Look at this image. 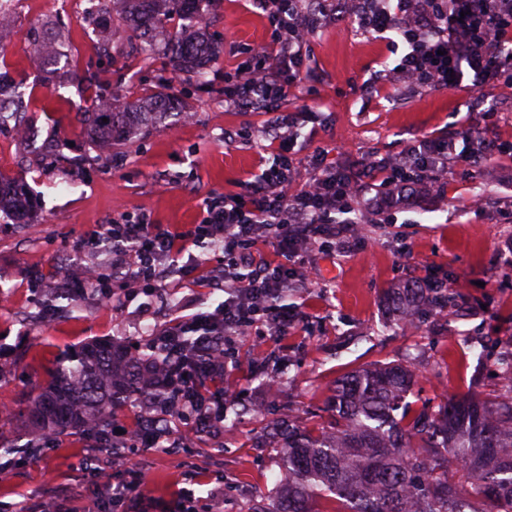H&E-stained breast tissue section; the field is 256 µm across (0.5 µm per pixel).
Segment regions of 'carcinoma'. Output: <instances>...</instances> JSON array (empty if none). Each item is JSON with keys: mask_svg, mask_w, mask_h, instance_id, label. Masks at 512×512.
Segmentation results:
<instances>
[{"mask_svg": "<svg viewBox=\"0 0 512 512\" xmlns=\"http://www.w3.org/2000/svg\"><path fill=\"white\" fill-rule=\"evenodd\" d=\"M93 15L122 21L153 47L163 26L192 15L196 29L166 32L162 69L204 84L222 48L206 32V16L218 0H97ZM82 80L94 97L81 109L82 127L101 145L112 146L140 124L160 123L180 100L170 93L137 98L118 107L99 71L86 65ZM15 179L0 174V211L20 210ZM425 302L454 305L445 288H405L391 296L392 310L414 319ZM165 356L152 351L136 360L114 337L95 340L62 356L52 380L30 394L28 422L54 436L102 428L115 406L135 394L156 393L154 371ZM490 402L469 393L434 408H415L408 396L418 376L402 363L353 370L327 399V422L301 427L291 416L270 424L280 479L276 492L257 512H512V362ZM463 484L448 481L449 470Z\"/></svg>", "mask_w": 512, "mask_h": 512, "instance_id": "cac0c4a2", "label": "carcinoma"}]
</instances>
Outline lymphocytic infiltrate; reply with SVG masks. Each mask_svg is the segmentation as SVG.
<instances>
[{
  "label": "lymphocytic infiltrate",
  "mask_w": 512,
  "mask_h": 512,
  "mask_svg": "<svg viewBox=\"0 0 512 512\" xmlns=\"http://www.w3.org/2000/svg\"><path fill=\"white\" fill-rule=\"evenodd\" d=\"M272 28L269 42L251 50V65L238 69L224 92L228 108L261 107L267 128L278 142L277 165L264 169L239 196L207 202L199 223L180 227L123 218L101 225L78 240L76 253L111 245L127 259L126 273L136 283L158 288L163 261L189 251L203 240L219 244L224 303L159 329L153 344L168 363L156 378L158 390L176 394L177 414L185 425L218 426L224 403L206 396L184 401V390L201 380L223 377L234 339L244 330L264 327L269 335H287L298 319L281 305L282 293L298 287L293 271L306 253L334 241L336 251L351 252L354 225L364 209L392 210L408 198L434 191L448 173L455 141L421 136L394 160L367 157L351 175L335 165L316 163L303 188H295L294 164L287 154L294 116L282 109L290 86L309 79L310 37L330 24L352 17L365 31L395 33L407 50L393 73L410 85L436 90L474 91L486 84L512 86V0H367L368 7L344 15L334 0H257ZM272 244L279 264L257 259L258 243ZM193 337L192 346L179 344Z\"/></svg>",
  "instance_id": "1"
}]
</instances>
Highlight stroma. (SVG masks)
<instances>
[{
    "instance_id": "stroma-1",
    "label": "stroma",
    "mask_w": 512,
    "mask_h": 512,
    "mask_svg": "<svg viewBox=\"0 0 512 512\" xmlns=\"http://www.w3.org/2000/svg\"><path fill=\"white\" fill-rule=\"evenodd\" d=\"M53 25L64 42L52 60L33 58L30 44ZM224 52L214 83L199 85L161 71L140 54H123L102 77L119 100L172 86L193 118L140 130L98 154L80 132L77 108L88 97L77 68L94 57L88 12L63 0H19L12 27L0 32L9 74L30 97L33 134L18 140L0 131V172L21 179L37 204L33 227L0 219V442H35L30 455L0 454V501L39 512L55 499L58 512L92 505L101 490L128 481L138 462L141 493L112 504V512H183L190 492L195 512H256L276 487L278 459L264 426L283 412L297 422L327 421L325 402L354 368L399 361L418 376L410 400L436 405L472 392L494 399L501 360L512 357V161L479 171L451 164L438 191L388 215L356 225L346 257L312 252L301 269L306 287L283 304L299 319L288 335L238 337L224 390L235 396L224 427L180 442L171 438L135 459L115 457L111 428L52 440L31 439L25 424L30 392L45 384L64 352L96 339L149 341L182 318L213 311L222 289L206 280L166 277L152 293L112 277V254L85 256L76 239L112 219L145 215L155 224H194L205 200L243 192L253 174L277 161L260 135L264 113L224 107L222 76L250 64L247 46L267 42L272 29L254 0H220L208 20ZM398 60L387 40L348 21L310 37L309 83L291 88L284 103L295 113L296 178L305 180L319 150L342 169L365 155H397L407 138L452 135L457 121L478 139L512 142V87L487 85L467 93L390 83ZM498 113L485 116L487 107ZM488 193L480 211L471 195ZM413 250L404 260L403 246ZM96 265L114 297L92 289L64 294L62 266ZM37 272L36 285L28 275ZM439 282L455 306H420L415 330L389 313L385 291Z\"/></svg>"
}]
</instances>
